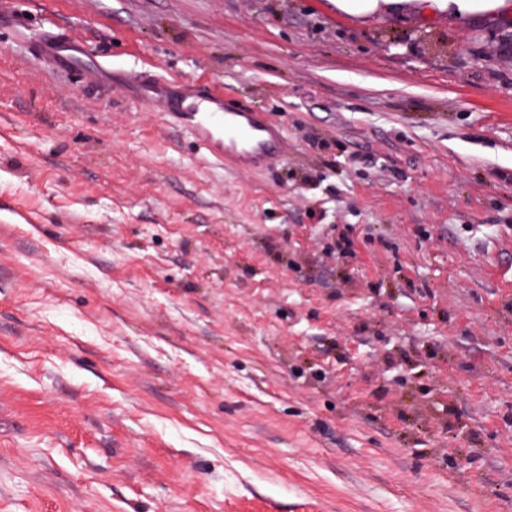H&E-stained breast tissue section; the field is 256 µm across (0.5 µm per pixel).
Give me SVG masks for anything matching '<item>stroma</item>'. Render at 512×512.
<instances>
[{
  "mask_svg": "<svg viewBox=\"0 0 512 512\" xmlns=\"http://www.w3.org/2000/svg\"><path fill=\"white\" fill-rule=\"evenodd\" d=\"M149 74L287 157L202 162ZM0 512H512V21L0 5ZM79 44L73 43L64 33L51 36L48 47L55 55L65 56L67 66L76 73L85 72L90 68L91 63H100L88 55L85 45L86 40H77ZM63 53H66L63 55Z\"/></svg>",
  "mask_w": 512,
  "mask_h": 512,
  "instance_id": "35a3bbf8",
  "label": "stroma"
}]
</instances>
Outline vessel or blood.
<instances>
[{"label":"vessel or blood","mask_w":512,"mask_h":512,"mask_svg":"<svg viewBox=\"0 0 512 512\" xmlns=\"http://www.w3.org/2000/svg\"><path fill=\"white\" fill-rule=\"evenodd\" d=\"M48 47L53 54L65 55L71 71L85 72L92 63L86 45L73 43L65 34L51 36ZM177 83L170 77L154 90L162 98L165 114L198 143L208 161L236 170H259L287 156V135L267 112L236 103L222 85L209 81L194 83L191 92L171 95L169 89Z\"/></svg>","instance_id":"1"}]
</instances>
